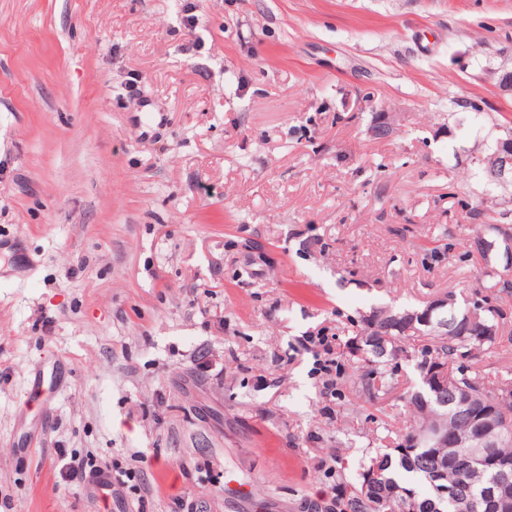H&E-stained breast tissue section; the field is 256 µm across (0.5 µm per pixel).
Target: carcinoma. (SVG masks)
I'll return each mask as SVG.
<instances>
[{"label": "carcinoma", "mask_w": 512, "mask_h": 512, "mask_svg": "<svg viewBox=\"0 0 512 512\" xmlns=\"http://www.w3.org/2000/svg\"><path fill=\"white\" fill-rule=\"evenodd\" d=\"M512 226V208L485 199L469 214L467 241L485 256L479 243L485 212ZM446 330H433L422 318L395 322L398 310L375 308L363 316L347 342L349 359L367 368L363 390L380 399L391 389L392 362L399 357L417 359L419 374L426 366L448 367V387L428 390L424 382L406 397L408 420L395 446L382 448L359 464L357 482L345 505L346 512H512V382L487 388L479 372L459 364L495 348L501 338L503 311L487 302L448 296ZM489 428L484 442L473 447L459 443L438 448L425 442L435 429L448 440L463 438L473 427ZM481 476H475V471ZM509 483L502 489L508 510L497 511L486 498L497 490L503 473ZM447 487L452 494L443 496Z\"/></svg>", "instance_id": "obj_1"}]
</instances>
